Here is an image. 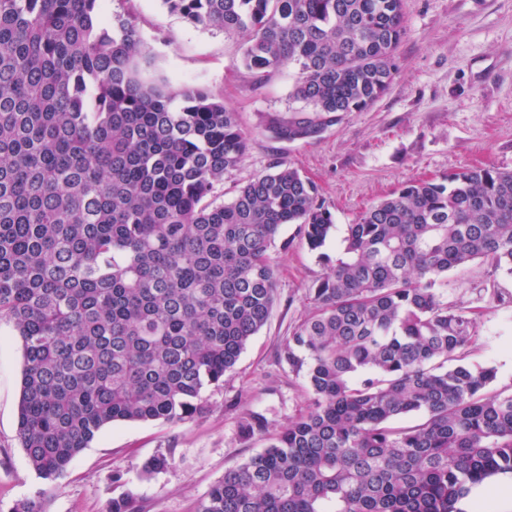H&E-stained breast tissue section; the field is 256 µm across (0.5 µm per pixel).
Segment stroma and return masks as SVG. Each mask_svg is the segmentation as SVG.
Instances as JSON below:
<instances>
[{"label":"stroma","mask_w":512,"mask_h":512,"mask_svg":"<svg viewBox=\"0 0 512 512\" xmlns=\"http://www.w3.org/2000/svg\"><path fill=\"white\" fill-rule=\"evenodd\" d=\"M106 8L135 16L157 72L204 86L238 112L249 149L225 176V190L265 172L279 156L317 184L341 226L356 223L409 181L464 168L512 170V0H404L405 34L388 93L365 111L344 113L320 139L293 143L276 140L268 128L269 118L289 117L299 107L291 96L293 67L257 88L240 64L245 33L191 26L161 0H106ZM269 257L277 274L271 316L223 386L204 390L205 413L177 424L111 425L53 486L29 467L16 437L23 352L10 326L1 325L0 512L40 490L49 512H107L113 498L126 494L144 500L149 512H195L227 469L268 445L261 436L241 437L244 413L264 411L279 427L304 412L306 383L280 361L279 351L310 314L309 290L326 267L292 224L283 227ZM448 302L480 311L466 361L495 367L491 391L511 393L512 276L472 262L449 273ZM159 453L172 455L171 467L143 476V463Z\"/></svg>","instance_id":"1"}]
</instances>
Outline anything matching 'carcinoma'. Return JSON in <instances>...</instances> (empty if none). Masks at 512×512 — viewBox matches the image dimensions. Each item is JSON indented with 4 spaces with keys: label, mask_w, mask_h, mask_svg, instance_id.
<instances>
[{
    "label": "carcinoma",
    "mask_w": 512,
    "mask_h": 512,
    "mask_svg": "<svg viewBox=\"0 0 512 512\" xmlns=\"http://www.w3.org/2000/svg\"><path fill=\"white\" fill-rule=\"evenodd\" d=\"M193 26L249 33L260 87L288 64L303 106L270 129L314 140L382 97L403 0H162ZM132 14L104 0H0V322L22 342L17 437L45 481L117 422L205 412L268 321L282 227L326 265L312 312L279 352L307 410L224 473L196 512H465L512 476V393L465 354L477 312L448 304V273L512 274V170L412 181L336 230L317 185L280 157L224 201L249 140L209 89L148 78ZM417 415L412 426L399 422ZM169 454L146 460L153 475ZM11 512H47L44 493ZM107 512H148L133 496Z\"/></svg>",
    "instance_id": "carcinoma-1"
}]
</instances>
